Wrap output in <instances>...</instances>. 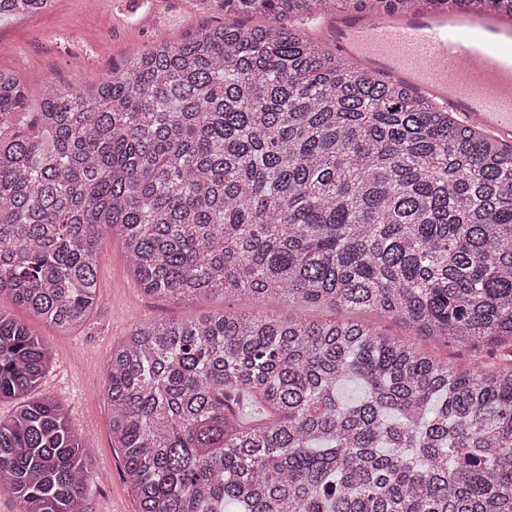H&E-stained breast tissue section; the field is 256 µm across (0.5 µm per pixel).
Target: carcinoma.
Instances as JSON below:
<instances>
[{"label": "carcinoma", "instance_id": "carcinoma-1", "mask_svg": "<svg viewBox=\"0 0 512 512\" xmlns=\"http://www.w3.org/2000/svg\"><path fill=\"white\" fill-rule=\"evenodd\" d=\"M54 0H0V17ZM219 24L160 38L87 88L51 84L33 124L0 69V297L72 328L121 228L144 293L375 312H221L132 329L112 350V447L139 512H512V146L310 41L306 22L512 0H211ZM51 355L0 309V400ZM345 381L362 388L339 394ZM67 409L0 419L17 512H83L94 477ZM371 320L376 323L375 325L380 329L385 331L391 336L401 337L404 339L411 340L419 345L431 349L439 358L446 359L450 358L453 362L459 364H466L469 362L468 356L465 353L458 351L452 347H447L443 343H432L420 336H416L415 332L405 325L398 323L396 321L379 319L375 316H370ZM461 353V355H460Z\"/></svg>", "mask_w": 512, "mask_h": 512}]
</instances>
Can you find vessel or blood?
I'll return each instance as SVG.
<instances>
[{
	"mask_svg": "<svg viewBox=\"0 0 512 512\" xmlns=\"http://www.w3.org/2000/svg\"><path fill=\"white\" fill-rule=\"evenodd\" d=\"M495 17H364L347 9L322 27L337 52L372 71L435 94L469 122L512 143V72L501 70L506 44Z\"/></svg>",
	"mask_w": 512,
	"mask_h": 512,
	"instance_id": "obj_1",
	"label": "vessel or blood"
}]
</instances>
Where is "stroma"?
I'll list each match as a JSON object with an SVG mask.
<instances>
[{
	"mask_svg": "<svg viewBox=\"0 0 512 512\" xmlns=\"http://www.w3.org/2000/svg\"><path fill=\"white\" fill-rule=\"evenodd\" d=\"M206 0H55L45 13L0 18V69L16 74L31 98L49 81L91 83L146 50L159 36L177 40L216 20ZM102 302L80 326L62 332L47 324L38 334L52 362L37 392L64 404L97 478L84 512H137V501L112 446L107 367L114 347L136 325L188 319L224 310L287 316V308L244 298L198 301L146 295L129 275L122 243L109 234L98 255Z\"/></svg>",
	"mask_w": 512,
	"mask_h": 512,
	"instance_id": "obj_1",
	"label": "stroma"
}]
</instances>
